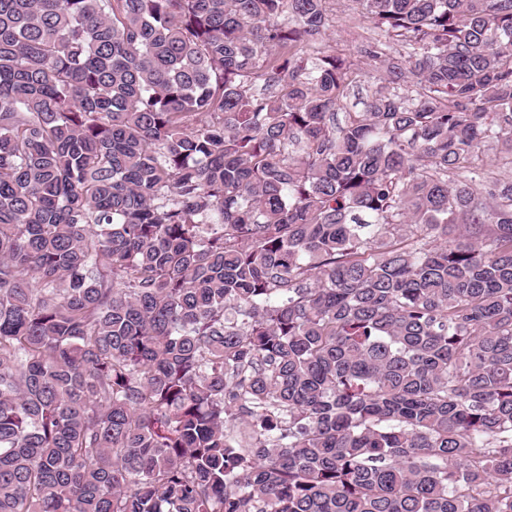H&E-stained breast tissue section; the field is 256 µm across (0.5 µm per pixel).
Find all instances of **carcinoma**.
Here are the masks:
<instances>
[{
  "instance_id": "cac0c4a2",
  "label": "carcinoma",
  "mask_w": 512,
  "mask_h": 512,
  "mask_svg": "<svg viewBox=\"0 0 512 512\" xmlns=\"http://www.w3.org/2000/svg\"><path fill=\"white\" fill-rule=\"evenodd\" d=\"M0 0V512H512V0ZM348 1L333 4V23L327 31L326 41L350 56L363 71L371 70L374 66L358 52L361 46L371 37L379 38L372 25L363 21L353 10L348 8ZM375 88L372 79L362 78L350 90L348 96L342 102L341 109L338 112H360L363 109L362 102L371 94Z\"/></svg>"
}]
</instances>
